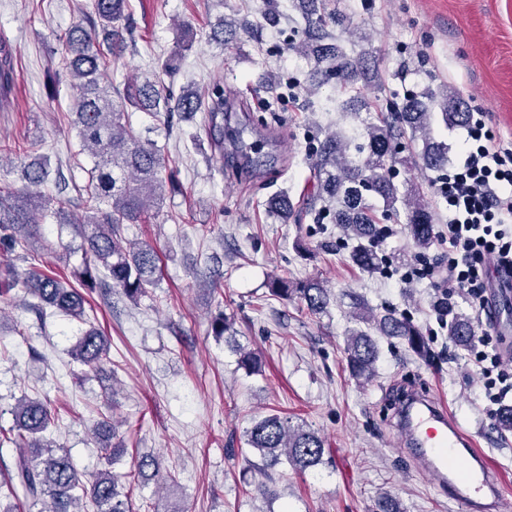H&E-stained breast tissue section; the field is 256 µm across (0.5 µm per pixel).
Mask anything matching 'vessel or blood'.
Listing matches in <instances>:
<instances>
[{"instance_id":"1","label":"vessel or blood","mask_w":512,"mask_h":512,"mask_svg":"<svg viewBox=\"0 0 512 512\" xmlns=\"http://www.w3.org/2000/svg\"><path fill=\"white\" fill-rule=\"evenodd\" d=\"M404 445L413 447L437 485L459 512H502L500 487L486 457L446 407L414 395L398 424Z\"/></svg>"}]
</instances>
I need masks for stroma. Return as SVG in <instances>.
I'll list each match as a JSON object with an SVG mask.
<instances>
[{
  "label": "stroma",
  "mask_w": 512,
  "mask_h": 512,
  "mask_svg": "<svg viewBox=\"0 0 512 512\" xmlns=\"http://www.w3.org/2000/svg\"><path fill=\"white\" fill-rule=\"evenodd\" d=\"M296 0H129L133 26L121 57L107 72L116 86L163 75L172 98L224 88V162L212 163L208 115L166 117L132 110L135 132L149 138L174 170L178 193L167 195L147 224L131 225L127 239L160 254L158 287L137 301L119 289L92 296L88 322L110 340L112 363L90 371L70 355L84 325L30 308L16 288L0 299V427L13 424L18 400L36 397L63 408L45 437L72 457L84 478L103 463L94 428L108 416L127 452L116 470H132L137 455L162 461L160 476L131 485L132 512H371L385 495L400 512H458L400 445L404 389L444 405L488 459L505 500L512 502V434H500L480 409L477 375L467 350L448 340L433 312L429 280L402 283L414 249L403 224L381 241L392 278L353 266L342 234L319 197L316 150L328 134L360 137L371 117L343 105L335 85L317 86L310 63L288 52L304 21ZM354 12L361 36H343L351 55L370 52L380 81L364 91L389 103L424 86L454 87L470 112L512 140V0H339ZM90 9V0H0V41L11 47L14 86L0 97V141L24 155L0 167V178L22 186L29 163L48 162L84 185L88 156L71 126L74 90L58 40ZM247 21L236 41L224 43L223 22ZM414 147L398 157L401 176L425 186L436 229L447 203L431 184L436 174L414 164ZM293 204L288 217L269 209L273 198ZM44 233L62 242L59 254L16 250L0 262L71 274L82 261L70 221L49 219ZM317 279L331 290L328 311L309 313L298 300L271 296L270 276ZM389 308L421 326L433 352L417 358L397 339L379 337L377 373L362 383L350 374L346 333L355 325L354 299ZM231 317L232 338L214 336L217 312ZM87 322V323H88ZM255 352L262 372L246 375L239 349ZM276 411L318 432L324 461L297 472L281 464L265 476L251 472L242 434L251 420ZM264 483L271 496L260 495Z\"/></svg>",
  "instance_id": "35a3bbf8"
}]
</instances>
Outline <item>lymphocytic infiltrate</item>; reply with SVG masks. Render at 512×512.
<instances>
[{"instance_id":"f902f5d3","label":"lymphocytic infiltrate","mask_w":512,"mask_h":512,"mask_svg":"<svg viewBox=\"0 0 512 512\" xmlns=\"http://www.w3.org/2000/svg\"><path fill=\"white\" fill-rule=\"evenodd\" d=\"M462 154L435 183L448 204L443 263L427 253L415 255L403 283L430 280L443 300H462L479 324L470 351L484 392L483 409L495 415L512 395V359L493 334L486 313L493 272L512 277V142L496 136L483 118H471Z\"/></svg>"}]
</instances>
